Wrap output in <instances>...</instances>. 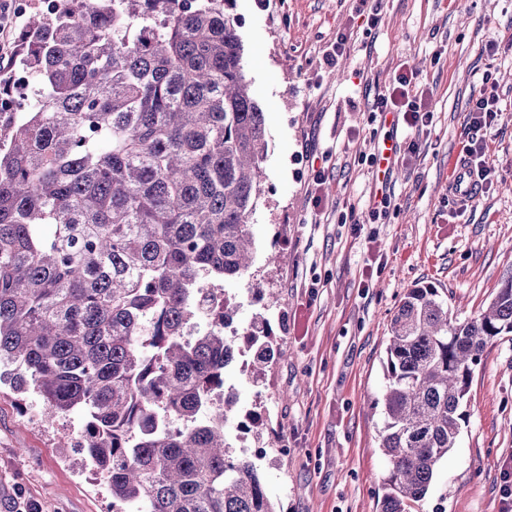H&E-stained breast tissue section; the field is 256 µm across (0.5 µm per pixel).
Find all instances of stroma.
Instances as JSON below:
<instances>
[{
  "instance_id": "obj_1",
  "label": "stroma",
  "mask_w": 512,
  "mask_h": 512,
  "mask_svg": "<svg viewBox=\"0 0 512 512\" xmlns=\"http://www.w3.org/2000/svg\"><path fill=\"white\" fill-rule=\"evenodd\" d=\"M355 0H234L251 92L267 133L263 192L249 218L252 272L263 299L243 298L246 330L270 322L285 358L254 380L245 338L226 382L240 395L234 433L260 449L259 468L279 512H377L388 476L379 449L390 320L404 293L437 288L451 316L486 308L512 275V0H383L380 22L361 31ZM350 51L324 57L338 33ZM498 41L503 51L488 55ZM443 48L439 64L433 50ZM419 71L433 122L418 137L397 132L384 223L365 202L376 172L362 154L369 108L400 64ZM499 84L502 118L485 136L487 193L457 216L448 166L463 147L473 94L486 70ZM417 139L415 155L406 144ZM321 161L323 184L313 181ZM353 213L360 230L339 218ZM467 421L412 512H501V471L512 460V335L490 342L467 394ZM72 420L29 419L0 385V512L17 496L43 512H112L104 478L72 448Z\"/></svg>"
}]
</instances>
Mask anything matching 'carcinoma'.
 <instances>
[{"instance_id": "cac0c4a2", "label": "carcinoma", "mask_w": 512, "mask_h": 512, "mask_svg": "<svg viewBox=\"0 0 512 512\" xmlns=\"http://www.w3.org/2000/svg\"><path fill=\"white\" fill-rule=\"evenodd\" d=\"M29 14L26 112H0V384L47 417L84 415L79 449L112 512H277L226 427V335L263 191L264 114L230 0H53ZM208 325L191 340L184 330ZM512 333V276L463 321L429 285L391 320L380 512H409L455 447L474 367ZM262 377L281 351L244 333Z\"/></svg>"}]
</instances>
